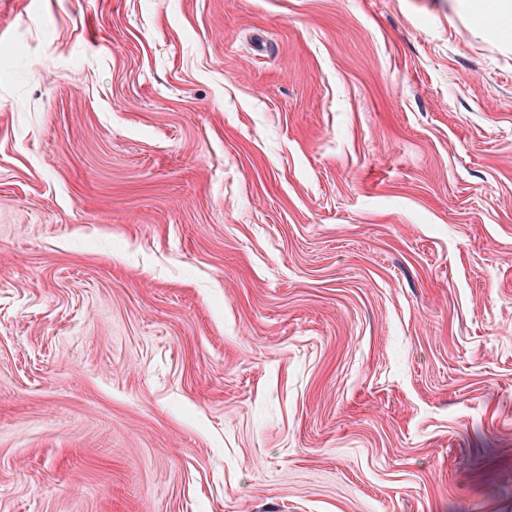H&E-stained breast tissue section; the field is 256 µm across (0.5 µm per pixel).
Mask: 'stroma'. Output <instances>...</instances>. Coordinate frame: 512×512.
Returning a JSON list of instances; mask_svg holds the SVG:
<instances>
[{"instance_id":"stroma-1","label":"stroma","mask_w":512,"mask_h":512,"mask_svg":"<svg viewBox=\"0 0 512 512\" xmlns=\"http://www.w3.org/2000/svg\"><path fill=\"white\" fill-rule=\"evenodd\" d=\"M495 0H0V512H512Z\"/></svg>"}]
</instances>
